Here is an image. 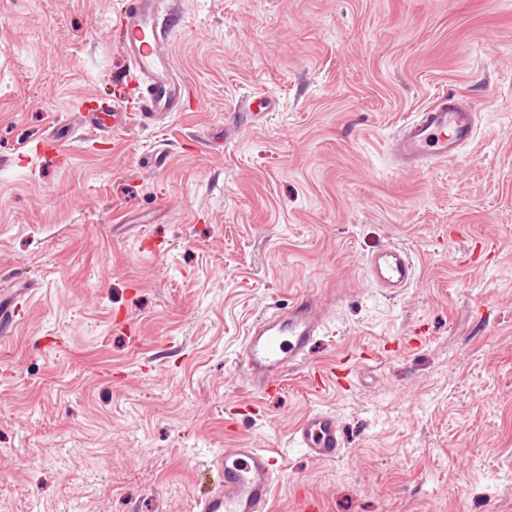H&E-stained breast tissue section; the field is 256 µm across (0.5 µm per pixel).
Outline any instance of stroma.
Listing matches in <instances>:
<instances>
[{
    "label": "stroma",
    "instance_id": "stroma-1",
    "mask_svg": "<svg viewBox=\"0 0 512 512\" xmlns=\"http://www.w3.org/2000/svg\"><path fill=\"white\" fill-rule=\"evenodd\" d=\"M121 9L0 0V289L38 284L0 339V512H193L227 448L275 453L271 512H512V0H181L183 111L98 142L77 111L128 101ZM446 91L475 140L395 170ZM253 92L276 108L220 139ZM58 129L67 159L36 152ZM389 244L394 293L365 266ZM307 291L324 382L255 399L247 331ZM317 410L336 459L290 441ZM370 279L379 288H408L414 277V264L402 247L390 244L378 249L367 262Z\"/></svg>",
    "mask_w": 512,
    "mask_h": 512
}]
</instances>
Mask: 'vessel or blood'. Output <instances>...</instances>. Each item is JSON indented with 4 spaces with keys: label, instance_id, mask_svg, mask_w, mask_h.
Instances as JSON below:
<instances>
[{
    "label": "vessel or blood",
    "instance_id": "1",
    "mask_svg": "<svg viewBox=\"0 0 512 512\" xmlns=\"http://www.w3.org/2000/svg\"><path fill=\"white\" fill-rule=\"evenodd\" d=\"M179 21L176 7L163 0H124L118 45L138 88L137 110L143 122L155 123L182 111L186 84L177 77L170 34ZM90 127L108 132L125 127L128 119L119 102L88 109ZM477 114L469 97L444 93L416 112L399 128L389 152L402 171L456 160L476 135ZM370 279L378 287L400 290L414 277V264L402 247L378 249L367 262ZM25 289L0 292V334L10 335L17 317V300ZM327 309L314 292L299 295L287 307L274 309L248 330L241 365L252 392L266 397L280 392L288 377L300 376L310 349L325 329ZM293 442L314 460L336 459L343 448L335 415L318 411L295 428ZM278 460L259 448H228L210 462L214 488L194 512H270Z\"/></svg>",
    "mask_w": 512,
    "mask_h": 512
}]
</instances>
